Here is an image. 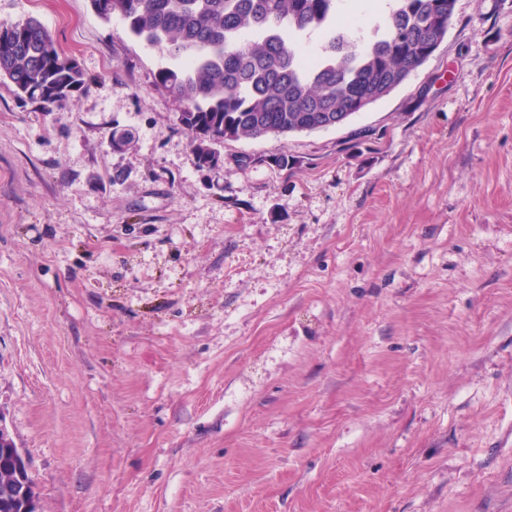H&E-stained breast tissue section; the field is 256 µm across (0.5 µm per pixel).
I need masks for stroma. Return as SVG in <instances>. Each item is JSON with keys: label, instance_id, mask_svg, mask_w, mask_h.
I'll return each instance as SVG.
<instances>
[{"label": "stroma", "instance_id": "obj_1", "mask_svg": "<svg viewBox=\"0 0 512 512\" xmlns=\"http://www.w3.org/2000/svg\"><path fill=\"white\" fill-rule=\"evenodd\" d=\"M31 17L89 76L53 112L0 84V422L36 512H512V0L211 171L167 45L0 0ZM233 161L235 165L240 170H248L250 168H253L254 166L261 164V163H269L275 167H277L280 170L288 171L289 169H292L295 167L296 163L294 160H290L288 158V155H279L273 158L265 159L262 157H256L251 154H240L238 156H235L233 158Z\"/></svg>", "mask_w": 512, "mask_h": 512}]
</instances>
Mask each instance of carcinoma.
Returning a JSON list of instances; mask_svg holds the SVG:
<instances>
[{
	"mask_svg": "<svg viewBox=\"0 0 512 512\" xmlns=\"http://www.w3.org/2000/svg\"><path fill=\"white\" fill-rule=\"evenodd\" d=\"M99 14L120 16L131 35L170 46L172 63L157 84L178 105L200 169L224 166L217 146L241 137L317 131L366 93L381 99L423 65L430 41L448 29L456 0H391L387 18L357 28L344 19V0H92ZM318 30L309 57L297 40ZM0 82L51 112L74 100L87 83L80 63L68 62L35 18L0 31ZM241 170L269 163L295 167L286 155L240 154ZM34 491L27 464L0 433V512H27L26 500L6 486Z\"/></svg>",
	"mask_w": 512,
	"mask_h": 512,
	"instance_id": "cac0c4a2",
	"label": "carcinoma"
}]
</instances>
